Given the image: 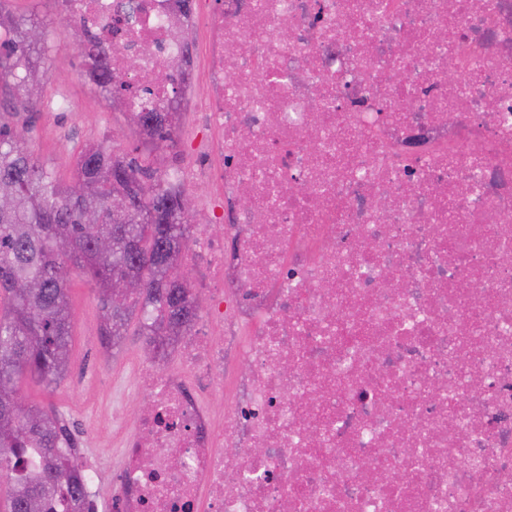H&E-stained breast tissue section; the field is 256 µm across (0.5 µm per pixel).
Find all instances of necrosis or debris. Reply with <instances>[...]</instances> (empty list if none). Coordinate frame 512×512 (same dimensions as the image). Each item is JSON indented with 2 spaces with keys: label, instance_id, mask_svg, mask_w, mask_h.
Wrapping results in <instances>:
<instances>
[{
  "label": "necrosis or debris",
  "instance_id": "1",
  "mask_svg": "<svg viewBox=\"0 0 512 512\" xmlns=\"http://www.w3.org/2000/svg\"><path fill=\"white\" fill-rule=\"evenodd\" d=\"M60 3L118 108L197 104L224 200L120 512H512V0Z\"/></svg>",
  "mask_w": 512,
  "mask_h": 512
}]
</instances>
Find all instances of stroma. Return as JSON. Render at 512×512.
<instances>
[{
	"label": "stroma",
	"mask_w": 512,
	"mask_h": 512,
	"mask_svg": "<svg viewBox=\"0 0 512 512\" xmlns=\"http://www.w3.org/2000/svg\"><path fill=\"white\" fill-rule=\"evenodd\" d=\"M9 7L17 15L35 14L52 21L38 107L12 118L34 156L48 162L62 183L71 182L77 155L87 143L105 142L148 156L149 146L128 124L126 113L106 111L103 96L86 81L76 46H61L64 26L55 20L54 0H10ZM63 98L78 101L80 111H56V102ZM69 308L73 327L65 380L50 393L25 387L24 395L28 402L55 410L66 420L80 453L98 468L95 496L102 512H113L117 474L123 464L120 436L130 432L144 403L136 367L147 359L148 351L144 337L132 330L118 347L103 346L96 295L77 276L71 279Z\"/></svg>",
	"instance_id": "obj_1"
}]
</instances>
